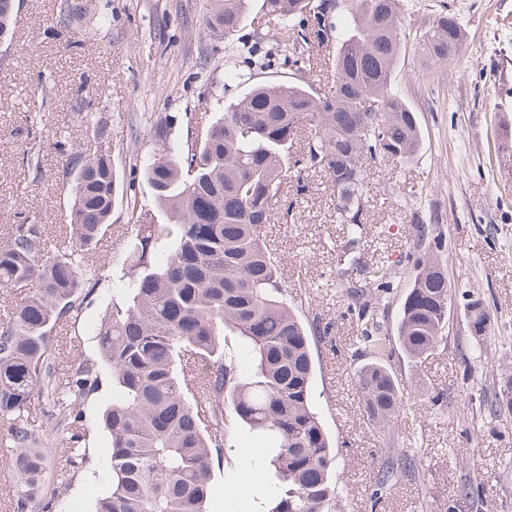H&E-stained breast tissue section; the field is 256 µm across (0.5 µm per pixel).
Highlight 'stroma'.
Wrapping results in <instances>:
<instances>
[{
	"label": "stroma",
	"instance_id": "1",
	"mask_svg": "<svg viewBox=\"0 0 512 512\" xmlns=\"http://www.w3.org/2000/svg\"><path fill=\"white\" fill-rule=\"evenodd\" d=\"M62 0H19L14 39L0 45V226L30 219L56 240L66 223L62 189L72 148L112 150L118 192L112 227L96 247L99 275L116 283L112 260L131 203L153 204L150 186L132 178L133 154L149 146L159 118L175 119L179 138H193L246 88L226 78L228 63L248 70L244 44L267 20L263 0H249L247 19L228 36L204 31L212 0H73L69 21ZM406 46L394 90L415 112L421 133L416 155L369 176L363 214L368 242L387 243L386 262L402 267L416 244L440 238L451 300L444 339L421 362L398 341V321L410 286L395 279L381 332L388 364L403 392L391 430L367 417L354 383L373 361L361 350V324L348 308L337 271L350 268L333 188L323 173L288 181L263 235L280 261L288 301L304 322H333L332 344L313 351L312 398L336 450L338 496L332 512H512V414L490 418L479 394L512 373V0H404ZM448 6L466 30L461 52L445 62L419 49L415 34ZM105 26L90 25L98 15ZM258 82H303L318 93L333 86L330 72L300 75L281 54L257 70ZM88 120H77V112ZM485 299L494 319L482 348L469 341L465 296ZM98 291L75 326L55 331L58 371L97 353L96 327L107 302ZM112 382L83 408L91 464L56 512H95L110 477L104 467L110 435L102 415ZM258 438L237 432L227 459L214 469L211 512H260L252 476L239 459L261 450ZM408 456L414 475L381 494L373 489L389 461Z\"/></svg>",
	"mask_w": 512,
	"mask_h": 512
}]
</instances>
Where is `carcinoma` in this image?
Segmentation results:
<instances>
[{
  "mask_svg": "<svg viewBox=\"0 0 512 512\" xmlns=\"http://www.w3.org/2000/svg\"><path fill=\"white\" fill-rule=\"evenodd\" d=\"M318 8L307 11L309 4ZM15 3L0 0V42L11 37ZM276 26L259 39L288 53L297 71L311 67L313 50L328 49L335 90L320 96L309 86L253 83L227 65V76L249 82L197 140L173 136L174 120L150 129L152 149L133 156L156 207L172 222L159 224L150 210L132 207L125 246L96 332L97 354L79 359L58 376L53 332L79 321L100 279L88 269L101 236L112 225L117 182L110 147L71 153L63 183L71 198L59 246L45 247L44 227L28 219L8 228L0 245V288L26 289L14 315L0 324V417L8 466L17 478L14 512H42L64 496L89 463L77 427L82 407L112 379L113 402L104 414L110 434L105 467L109 491L96 512H208L213 461L239 429L264 444L263 477L275 484L264 512H330L335 499L336 454L311 401L312 344L331 325L307 326L288 304L276 257L262 226L290 169L321 171L336 195V214L356 254L364 247L362 216L367 178L376 163H404L418 150L414 113L393 91L403 48V0H263ZM247 0H213L204 29L238 31ZM465 29L443 7L423 26L420 45L436 61L460 51ZM314 134L300 140L302 121ZM412 253V279L400 314L398 340L419 362L443 340L448 323V277L438 253ZM360 278L345 284L358 307L361 341L377 360L359 368L355 385L364 412L386 429L403 404L390 372L386 337L380 335L385 295L397 271L377 260L357 261ZM467 318L473 344L489 338L492 315L475 296ZM234 336L245 360L224 358ZM49 406L51 432L29 421L33 402ZM489 413H512V375L500 378ZM59 457L47 488L51 453ZM416 467L403 458L388 468Z\"/></svg>",
  "mask_w": 512,
  "mask_h": 512,
  "instance_id": "obj_1",
  "label": "carcinoma"
}]
</instances>
